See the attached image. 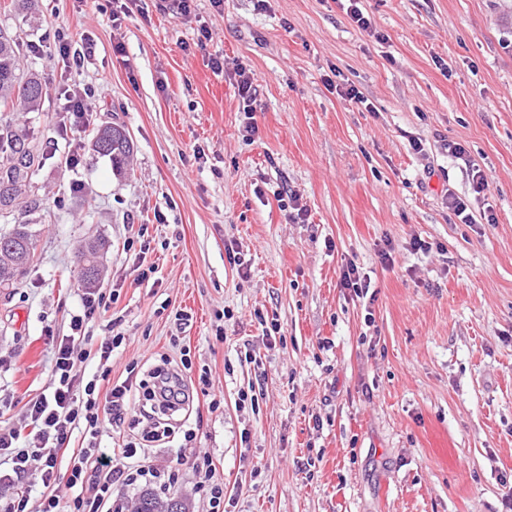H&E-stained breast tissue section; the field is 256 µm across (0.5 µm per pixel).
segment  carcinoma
I'll return each mask as SVG.
<instances>
[{
  "instance_id": "obj_1",
  "label": "carcinoma",
  "mask_w": 512,
  "mask_h": 512,
  "mask_svg": "<svg viewBox=\"0 0 512 512\" xmlns=\"http://www.w3.org/2000/svg\"><path fill=\"white\" fill-rule=\"evenodd\" d=\"M19 41L11 32L0 28V112L17 111L21 107L28 112L39 110L42 96L32 91L41 84L34 74H25L19 67ZM0 133V167L13 164L21 171V180L28 182L32 192L25 193L14 185L7 186L0 176V211L17 208H35L39 203V187L32 181L33 171L40 164L41 149L12 130L10 123L3 125ZM96 137L105 142L99 155L109 158L112 171L121 178L128 176L133 142L128 131L118 125H108L96 130ZM104 242L90 239L79 244L85 266L78 269V281L85 288H95L100 283V251ZM35 257L34 234L29 223L20 220L10 228L0 230V288H11L14 281L28 273ZM135 512H190L187 504L178 499L161 502L150 492L140 494Z\"/></svg>"
}]
</instances>
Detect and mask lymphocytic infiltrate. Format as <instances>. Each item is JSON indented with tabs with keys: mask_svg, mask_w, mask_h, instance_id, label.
I'll use <instances>...</instances> for the list:
<instances>
[{
	"mask_svg": "<svg viewBox=\"0 0 512 512\" xmlns=\"http://www.w3.org/2000/svg\"><path fill=\"white\" fill-rule=\"evenodd\" d=\"M113 301L110 295L85 294L83 312L72 318L70 334L53 346L54 366L47 388L27 404L29 432L0 426V455L6 460L0 483L18 489L7 501H0V512H28L30 497L20 492L19 487L35 462L41 467L43 486L39 512H104L115 483L155 485L157 473L153 465L135 459V442L124 443L115 453L102 447L101 439L120 429L130 415L150 420L155 411L179 410L187 393L181 372L191 369L192 361L182 358V369L178 372L155 368L152 376L160 381L155 390L143 389L133 369L124 381L104 392L94 378L84 387H77L73 372L76 363L93 355L100 365H107L114 349L124 340L111 321L106 324L95 352L84 347L87 324L109 311ZM62 457L68 460L67 485L76 491L74 497L66 500L55 491L57 463Z\"/></svg>",
	"mask_w": 512,
	"mask_h": 512,
	"instance_id": "lymphocytic-infiltrate-1",
	"label": "lymphocytic infiltrate"
}]
</instances>
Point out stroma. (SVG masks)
Instances as JSON below:
<instances>
[{
  "mask_svg": "<svg viewBox=\"0 0 512 512\" xmlns=\"http://www.w3.org/2000/svg\"><path fill=\"white\" fill-rule=\"evenodd\" d=\"M145 2L148 17L117 25L84 0L0 11L24 44L22 69L47 83L38 111L4 115L44 159L28 216L36 261L19 288L0 290V423L25 426L28 400L47 386L52 340L82 311L76 249L100 238L99 291L117 300L88 334L112 318L125 336L101 389L130 364L176 368L191 351L196 396L170 437L146 441L142 420L121 429L173 475L165 498L207 512L193 466L206 455L226 512H506L512 0H363L367 31L340 0H194L186 18ZM55 24L83 51L81 67L46 43ZM240 68L256 89L249 118ZM331 78L367 106L330 90ZM86 85L97 90L89 125L59 135L64 90ZM106 123L132 137L128 178L90 149ZM75 181L81 192L57 207ZM452 194L471 222L449 209ZM142 226L153 272L137 284L125 243ZM350 263L371 297L342 286ZM180 310L191 317L182 330ZM203 374L224 392L219 410Z\"/></svg>",
  "mask_w": 512,
  "mask_h": 512,
  "instance_id": "stroma-1",
  "label": "stroma"
}]
</instances>
